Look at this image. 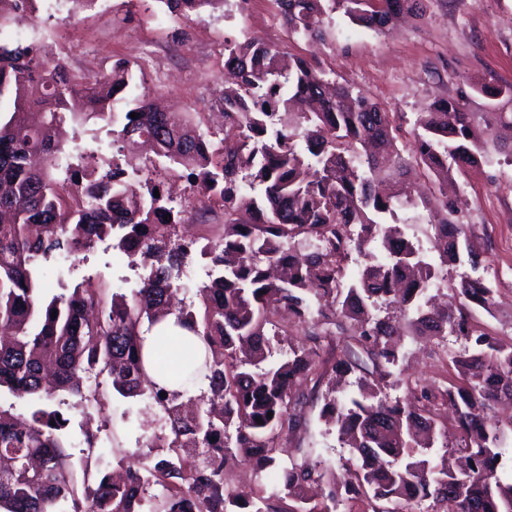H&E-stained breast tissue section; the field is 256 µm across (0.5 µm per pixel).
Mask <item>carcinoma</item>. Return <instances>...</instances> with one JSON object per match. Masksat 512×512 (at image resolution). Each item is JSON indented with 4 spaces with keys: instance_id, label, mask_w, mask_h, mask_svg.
<instances>
[{
    "instance_id": "1",
    "label": "carcinoma",
    "mask_w": 512,
    "mask_h": 512,
    "mask_svg": "<svg viewBox=\"0 0 512 512\" xmlns=\"http://www.w3.org/2000/svg\"><path fill=\"white\" fill-rule=\"evenodd\" d=\"M34 2L0 0V33ZM160 2L186 12L224 0ZM274 2L289 34L317 39L325 15L338 6L352 22L381 30L401 14L422 15L427 0ZM225 51L231 82L220 100L224 146L216 149L186 113L138 92L126 62L89 87L32 47L0 42V102L13 105L0 119V389L42 403L60 393L80 396L82 375L105 372L119 395H146L162 407L168 456L152 468L130 462L121 482L104 474L86 485L87 512H141L155 472L168 486L153 512H277L272 499L283 497L293 501L289 512H339L357 501L369 512H424L428 499L443 512H512V478L505 477L512 420L492 415L499 401L512 399V347L472 329L466 313L472 305L490 308L493 288L480 275H465L453 283L462 308L432 310L425 301L430 289L448 283V264L475 272L481 266L470 225L448 199V181L489 158L493 125L512 127V86L470 84L468 93L434 100L418 113L414 147L405 156L389 112L348 86L328 93L326 73L307 60H287L259 39ZM472 92L491 101L486 116L468 111ZM119 103L127 107L121 119ZM92 119L105 123L112 143L147 142L165 164L150 162L137 180L117 162L103 174L71 166L67 177L87 184L63 196L62 156ZM421 166L438 192L421 193L407 179ZM180 169L200 203L224 207L222 234L201 247L178 236L184 210L172 206L159 180ZM406 209L426 213L429 248L408 236V221L397 214ZM106 239L127 257H140L145 273L131 298L114 294L107 308L82 282L43 297L45 262ZM352 252L360 268L347 279L344 261ZM194 253L205 260L208 278L198 290L200 307H176ZM378 305L398 309L417 336L471 341L450 354L456 380L438 396L407 384L425 401L417 407L364 379L359 395L328 398L322 407L357 464L339 472L307 457L281 464L276 431L295 424L291 389L315 374L317 353L292 349L272 362V338L302 327L316 341L332 335L329 326L346 324L383 380L404 354L393 340L399 329L373 313ZM171 314L205 348L201 358L184 347L176 362L170 342L159 343L154 368L162 377L180 376L181 391L155 382L144 368L141 330ZM355 371L363 367L350 356L333 368L342 376ZM201 375L221 409H183L180 399L191 400L188 387ZM438 398L465 435L453 467L427 453L447 436L431 415ZM57 415L40 407L22 420L0 406V512H56L73 492L66 419ZM229 454L257 473H277L275 492L262 488L257 501L243 500L224 480Z\"/></svg>"
}]
</instances>
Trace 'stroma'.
Returning a JSON list of instances; mask_svg holds the SVG:
<instances>
[{
    "label": "stroma",
    "instance_id": "stroma-1",
    "mask_svg": "<svg viewBox=\"0 0 512 512\" xmlns=\"http://www.w3.org/2000/svg\"><path fill=\"white\" fill-rule=\"evenodd\" d=\"M512 15V0H430L425 16H405L393 26L375 31L350 21L343 9L325 18V36L310 42L289 36L273 0H228L217 8L172 14L160 0H103L96 7L85 0H36L32 13L16 23L8 37L19 42L20 31L37 27V53L60 62L94 84L113 63L125 60L143 80V87L168 107L189 113L197 133L220 142L224 119V48L233 42L258 38L284 52L311 60L330 80L351 86L390 112L401 136L398 145L412 149L416 112L438 98L456 96L463 82L512 85V32L499 25ZM452 198L471 226V238L486 257L480 268L494 290L489 309L472 307L476 329L512 347V164L500 155L470 167L457 177ZM177 182L175 197L186 210V226L196 236L215 238L222 231L224 210L202 205ZM65 276H58V268ZM51 293L87 282L103 300L131 294L139 275L129 258L113 251L109 242L45 265ZM356 337L336 334L322 339L316 361L319 384L304 382L306 397L299 406L300 425L283 432L279 446L286 455L303 449L311 459L331 470L350 460L336 431L321 416L330 387L332 367ZM465 337L451 335L437 341L421 336L405 339L401 365L405 381H420L438 391L455 373L448 351L466 347ZM65 420L63 435L72 461L73 496L60 512H85V482L103 469L118 471L119 460L140 457L157 462L167 456L151 445L152 435H166L164 413L146 398L125 399L103 378L95 398L76 397L57 403Z\"/></svg>",
    "mask_w": 512,
    "mask_h": 512
}]
</instances>
